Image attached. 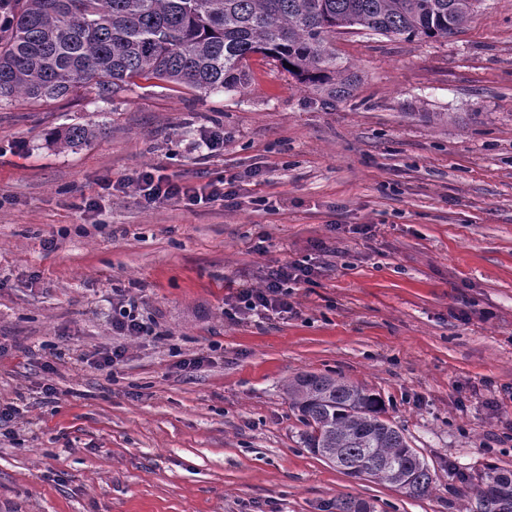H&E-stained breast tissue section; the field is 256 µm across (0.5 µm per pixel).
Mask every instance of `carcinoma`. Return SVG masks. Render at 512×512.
Segmentation results:
<instances>
[{"instance_id":"carcinoma-1","label":"carcinoma","mask_w":512,"mask_h":512,"mask_svg":"<svg viewBox=\"0 0 512 512\" xmlns=\"http://www.w3.org/2000/svg\"><path fill=\"white\" fill-rule=\"evenodd\" d=\"M478 0H0V105L50 101L80 90L108 103L137 79L213 92L247 80L246 61L271 58L331 100L355 76L337 63L332 38L349 30L390 36L455 34ZM294 69H289V66ZM97 133L73 125L56 141L77 147ZM301 443L343 470L428 495L424 458L381 418L378 396L331 375L306 373L287 387ZM482 512H512V471L481 476Z\"/></svg>"}]
</instances>
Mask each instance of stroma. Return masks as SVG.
<instances>
[{"instance_id": "obj_1", "label": "stroma", "mask_w": 512, "mask_h": 512, "mask_svg": "<svg viewBox=\"0 0 512 512\" xmlns=\"http://www.w3.org/2000/svg\"><path fill=\"white\" fill-rule=\"evenodd\" d=\"M342 100L261 55L231 91L142 81L0 107V512H480L512 470V0L445 37L337 35ZM102 125L60 147L56 131ZM220 126L224 143L199 145ZM154 167L230 202L149 203L112 179ZM100 207L84 211L86 197ZM330 249L296 312L232 320L225 297ZM161 338L112 331L114 289ZM127 348L116 369L85 355ZM201 364L185 372L181 360ZM366 387L425 459L430 495L355 478L304 448L283 386ZM54 396H46L45 385ZM480 505L483 512H512V471L488 468L481 476Z\"/></svg>"}]
</instances>
